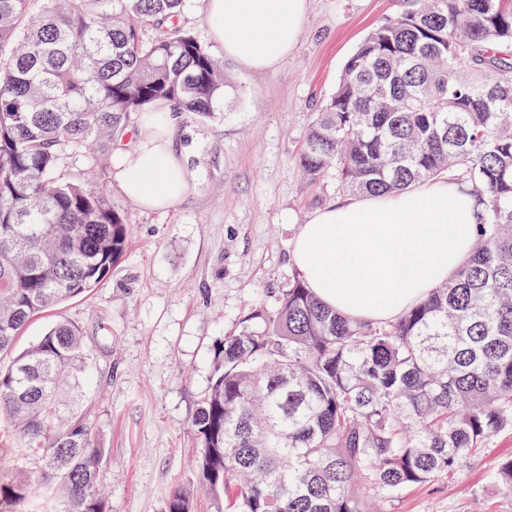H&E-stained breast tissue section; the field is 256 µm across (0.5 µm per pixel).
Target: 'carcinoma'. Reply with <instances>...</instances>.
I'll list each match as a JSON object with an SVG mask.
<instances>
[{"label":"carcinoma","instance_id":"cac0c4a2","mask_svg":"<svg viewBox=\"0 0 512 512\" xmlns=\"http://www.w3.org/2000/svg\"><path fill=\"white\" fill-rule=\"evenodd\" d=\"M0 0V352L36 315L90 292L129 245L93 170L159 102L209 116L224 68L185 0ZM370 30L299 156L310 181L397 193L449 171L482 199L475 250L392 323L351 321L300 278L216 342L191 420L217 512H371L468 466L512 430V0H409ZM81 329L56 322L0 369V512H110L106 449L76 408ZM165 512H191L175 487Z\"/></svg>","mask_w":512,"mask_h":512}]
</instances>
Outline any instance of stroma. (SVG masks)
<instances>
[{
    "label": "stroma",
    "instance_id": "1",
    "mask_svg": "<svg viewBox=\"0 0 512 512\" xmlns=\"http://www.w3.org/2000/svg\"><path fill=\"white\" fill-rule=\"evenodd\" d=\"M401 0H312L298 45L283 63L252 70L225 58L204 19L185 18L224 64V101L200 118L174 115L171 141L195 173L166 210L130 201L104 184L129 216L131 242L86 296L34 317L16 346L58 320L77 324L93 380L83 412L107 450L100 470L111 512H164L169 491L191 490L193 512H215L197 490L190 421L211 382L212 348L240 330L252 308H274L296 269L292 239L315 210L343 201L335 173L304 179L297 162L312 121L346 60ZM512 456V431L495 435L468 468L383 498V512H512V490L495 478Z\"/></svg>",
    "mask_w": 512,
    "mask_h": 512
}]
</instances>
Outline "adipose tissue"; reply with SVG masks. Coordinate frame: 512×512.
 <instances>
[{
  "label": "adipose tissue",
  "mask_w": 512,
  "mask_h": 512,
  "mask_svg": "<svg viewBox=\"0 0 512 512\" xmlns=\"http://www.w3.org/2000/svg\"><path fill=\"white\" fill-rule=\"evenodd\" d=\"M310 0H205L206 21L226 56L263 70L294 51ZM162 104L143 119L133 149H116L112 174L145 208H166L193 176L164 132ZM482 206L466 184L445 177L380 196L346 199L314 212L293 241V264L320 301L353 321L397 319L450 280L475 246Z\"/></svg>",
  "instance_id": "obj_1"
}]
</instances>
